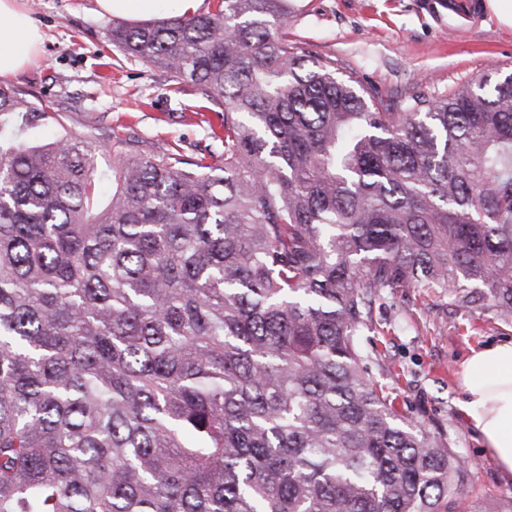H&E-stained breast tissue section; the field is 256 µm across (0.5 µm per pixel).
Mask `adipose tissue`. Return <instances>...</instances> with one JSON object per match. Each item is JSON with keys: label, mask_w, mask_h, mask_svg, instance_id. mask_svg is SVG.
Here are the masks:
<instances>
[{"label": "adipose tissue", "mask_w": 512, "mask_h": 512, "mask_svg": "<svg viewBox=\"0 0 512 512\" xmlns=\"http://www.w3.org/2000/svg\"><path fill=\"white\" fill-rule=\"evenodd\" d=\"M199 0H96L108 14L164 15L193 12ZM42 34L17 0H0V78L17 74L37 56ZM461 408L485 453L512 477V340L487 344L466 359Z\"/></svg>", "instance_id": "ef3b65f1"}]
</instances>
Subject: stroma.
I'll use <instances>...</instances> for the list:
<instances>
[{
	"mask_svg": "<svg viewBox=\"0 0 512 512\" xmlns=\"http://www.w3.org/2000/svg\"><path fill=\"white\" fill-rule=\"evenodd\" d=\"M44 35L38 56L21 72L0 79L33 105L52 103L45 125L21 140L56 136L96 146L99 171L116 155L179 149L193 160L223 154L214 136L221 112H194L195 86L125 57L106 39L110 15L95 0H19ZM288 38L303 50L336 60L371 94L402 98L415 86L432 95L497 70L512 71V27L485 12L477 30L452 35L448 11L435 0H296ZM369 371L396 398L406 420L446 429L474 466L478 500L512 496L483 452L459 407V377L472 350L512 339V323L456 307L448 295L418 288L375 307Z\"/></svg>",
	"mask_w": 512,
	"mask_h": 512,
	"instance_id": "35a3bbf8",
	"label": "stroma"
}]
</instances>
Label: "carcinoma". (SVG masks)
<instances>
[{
    "label": "carcinoma",
    "instance_id": "1",
    "mask_svg": "<svg viewBox=\"0 0 512 512\" xmlns=\"http://www.w3.org/2000/svg\"><path fill=\"white\" fill-rule=\"evenodd\" d=\"M114 21L224 156L0 136V512H471L472 465L365 368L412 288L512 322V72L371 95L292 0ZM34 107L0 87V123Z\"/></svg>",
    "mask_w": 512,
    "mask_h": 512
}]
</instances>
